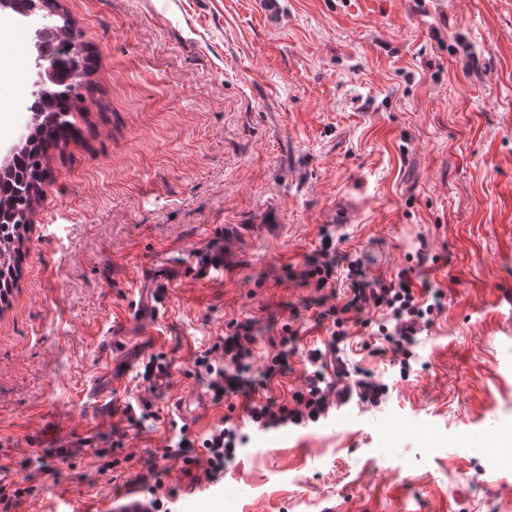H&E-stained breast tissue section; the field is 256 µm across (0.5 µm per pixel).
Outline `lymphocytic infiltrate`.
<instances>
[{
  "instance_id": "f902f5d3",
  "label": "lymphocytic infiltrate",
  "mask_w": 512,
  "mask_h": 512,
  "mask_svg": "<svg viewBox=\"0 0 512 512\" xmlns=\"http://www.w3.org/2000/svg\"><path fill=\"white\" fill-rule=\"evenodd\" d=\"M344 276L350 282L351 298L341 305H329L319 313L320 320L329 324L332 344L346 339V326L354 315L367 309L374 310L380 314L376 335L383 342L382 352L391 353L393 362L398 363L401 371H409L413 356L411 347L418 336L432 326L435 316L442 312V294L428 286L414 288L405 270L386 281H366L362 266L356 260L349 263L348 273ZM255 341L251 324L236 325L234 332L224 338L220 358H213L207 351L196 359L195 365L207 376L214 400L244 396L248 417L263 430L315 423L331 409L351 399L375 404L388 392L387 385L372 381L366 374L349 372L342 366L336 367L334 376H327L322 351L313 349L308 354L310 376L307 384L293 394L291 404L255 401V394L265 387L267 380L283 371L286 358L282 349L268 355L260 379H253ZM242 444L238 425L228 418L202 441L179 437L165 454L181 459L187 466L206 464L208 473L212 474L223 471L241 450Z\"/></svg>"
}]
</instances>
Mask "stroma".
Wrapping results in <instances>:
<instances>
[{"label":"stroma","mask_w":512,"mask_h":512,"mask_svg":"<svg viewBox=\"0 0 512 512\" xmlns=\"http://www.w3.org/2000/svg\"><path fill=\"white\" fill-rule=\"evenodd\" d=\"M100 90L0 304V471L10 512H102L146 481L167 512H512V0H60ZM30 62L0 7V58ZM29 84H0V147ZM367 280L411 271L445 307L400 378L363 321L340 356L389 383L310 427L260 432L196 357L250 322L255 364L296 330L280 402L329 341L298 277L325 235ZM167 379H147L150 360ZM223 473L163 458L225 415ZM119 466L100 470L94 449Z\"/></svg>","instance_id":"1"}]
</instances>
